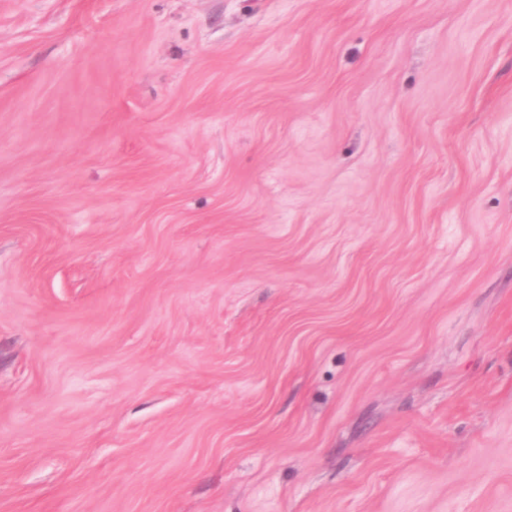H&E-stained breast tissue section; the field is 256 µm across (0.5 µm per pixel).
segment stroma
Wrapping results in <instances>:
<instances>
[{
	"label": "stroma",
	"mask_w": 512,
	"mask_h": 512,
	"mask_svg": "<svg viewBox=\"0 0 512 512\" xmlns=\"http://www.w3.org/2000/svg\"><path fill=\"white\" fill-rule=\"evenodd\" d=\"M0 512H512V0H0Z\"/></svg>",
	"instance_id": "stroma-1"
}]
</instances>
